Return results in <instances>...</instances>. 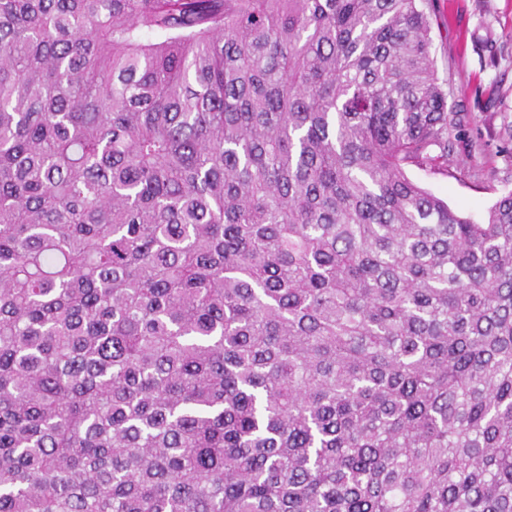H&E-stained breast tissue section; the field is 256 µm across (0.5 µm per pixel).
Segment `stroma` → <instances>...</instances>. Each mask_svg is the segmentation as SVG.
I'll list each match as a JSON object with an SVG mask.
<instances>
[{
    "instance_id": "obj_1",
    "label": "stroma",
    "mask_w": 512,
    "mask_h": 512,
    "mask_svg": "<svg viewBox=\"0 0 512 512\" xmlns=\"http://www.w3.org/2000/svg\"><path fill=\"white\" fill-rule=\"evenodd\" d=\"M431 55L461 113L447 171L406 166L453 210L481 216L512 190V0H431Z\"/></svg>"
}]
</instances>
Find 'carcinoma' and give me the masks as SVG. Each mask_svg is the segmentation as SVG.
<instances>
[{
    "label": "carcinoma",
    "instance_id": "carcinoma-1",
    "mask_svg": "<svg viewBox=\"0 0 512 512\" xmlns=\"http://www.w3.org/2000/svg\"><path fill=\"white\" fill-rule=\"evenodd\" d=\"M425 4L0 0V512H512Z\"/></svg>",
    "mask_w": 512,
    "mask_h": 512
}]
</instances>
